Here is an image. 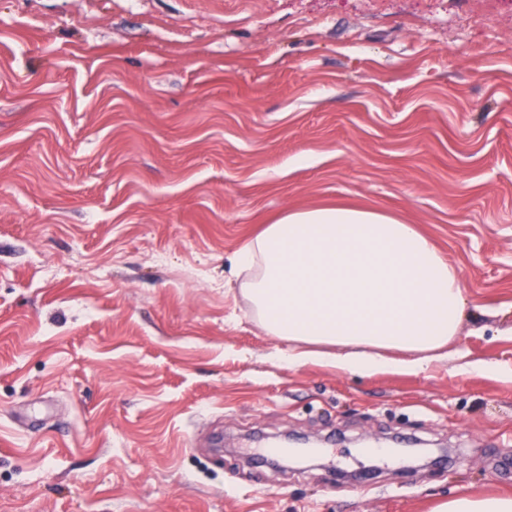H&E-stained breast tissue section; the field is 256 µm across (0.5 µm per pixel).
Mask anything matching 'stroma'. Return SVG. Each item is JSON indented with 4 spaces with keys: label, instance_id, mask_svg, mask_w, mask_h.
Here are the masks:
<instances>
[{
    "label": "stroma",
    "instance_id": "obj_1",
    "mask_svg": "<svg viewBox=\"0 0 512 512\" xmlns=\"http://www.w3.org/2000/svg\"><path fill=\"white\" fill-rule=\"evenodd\" d=\"M416 225L467 317L292 365L236 253ZM335 438L256 474L247 444ZM512 494V0H0V512H432Z\"/></svg>",
    "mask_w": 512,
    "mask_h": 512
}]
</instances>
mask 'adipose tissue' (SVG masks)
Here are the masks:
<instances>
[{
    "label": "adipose tissue",
    "mask_w": 512,
    "mask_h": 512,
    "mask_svg": "<svg viewBox=\"0 0 512 512\" xmlns=\"http://www.w3.org/2000/svg\"><path fill=\"white\" fill-rule=\"evenodd\" d=\"M234 270L259 324L294 343L292 364L416 373L441 358L465 314L456 269L413 225L375 210L287 211L237 253Z\"/></svg>",
    "instance_id": "adipose-tissue-1"
}]
</instances>
